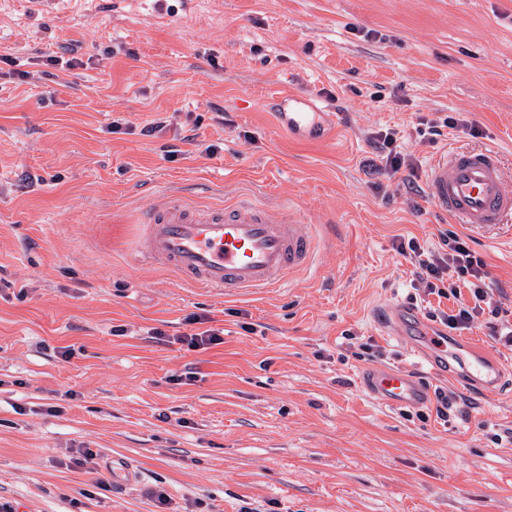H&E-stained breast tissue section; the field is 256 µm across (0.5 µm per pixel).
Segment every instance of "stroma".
<instances>
[{
  "mask_svg": "<svg viewBox=\"0 0 512 512\" xmlns=\"http://www.w3.org/2000/svg\"><path fill=\"white\" fill-rule=\"evenodd\" d=\"M284 92L336 113L324 140L276 128ZM457 112L479 135L410 143L416 183L446 145L497 147L512 181V0H0V507L512 512V397L458 389L457 366L431 373L372 318L414 293L395 238L445 229L512 308V223H455L361 168L376 132ZM170 190L287 204L314 265L227 298L134 260ZM193 316L223 343H181ZM373 365L456 392L464 415L376 404Z\"/></svg>",
  "mask_w": 512,
  "mask_h": 512,
  "instance_id": "35a3bbf8",
  "label": "stroma"
}]
</instances>
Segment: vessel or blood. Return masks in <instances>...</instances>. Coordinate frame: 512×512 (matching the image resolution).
<instances>
[{"mask_svg":"<svg viewBox=\"0 0 512 512\" xmlns=\"http://www.w3.org/2000/svg\"><path fill=\"white\" fill-rule=\"evenodd\" d=\"M274 117L280 130L307 141L320 140L326 125L336 120L335 113L288 94ZM425 190L430 203L458 223L478 228L512 219V188L497 148H446L431 161ZM135 255L174 269L195 287L236 296L281 287L294 274L310 269L314 242L310 225L249 199L212 208L170 194L143 224ZM383 325L400 328V341L429 365L456 362L463 387L487 395L504 388L506 366L500 359L435 329L418 312L389 307ZM361 387L375 402L392 407H419L432 396L429 383L406 368L367 370Z\"/></svg>","mask_w":512,"mask_h":512,"instance_id":"vessel-or-blood-1","label":"vessel or blood"}]
</instances>
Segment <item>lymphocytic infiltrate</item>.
I'll use <instances>...</instances> for the list:
<instances>
[{"label": "lymphocytic infiltrate", "mask_w": 512, "mask_h": 512, "mask_svg": "<svg viewBox=\"0 0 512 512\" xmlns=\"http://www.w3.org/2000/svg\"><path fill=\"white\" fill-rule=\"evenodd\" d=\"M406 141L404 132L397 129L372 136L373 156L362 164L365 174L372 179L391 178L400 171L414 170L415 157L405 150ZM394 248L412 265V286L419 298L434 294L455 300L456 309L448 312L430 308V320L440 322L448 330L462 332L471 329L477 320L489 323L499 318L501 308L493 303L486 284V263L471 247L467 235L445 230L439 233L437 241L401 238Z\"/></svg>", "instance_id": "obj_1"}]
</instances>
